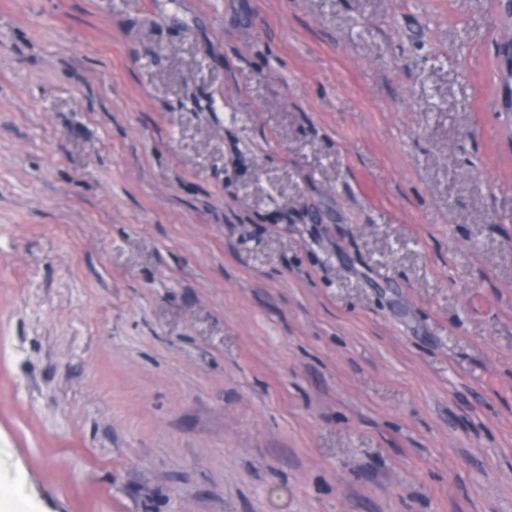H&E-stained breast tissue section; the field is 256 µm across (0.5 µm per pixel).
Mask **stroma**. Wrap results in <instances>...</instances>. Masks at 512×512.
<instances>
[{
    "mask_svg": "<svg viewBox=\"0 0 512 512\" xmlns=\"http://www.w3.org/2000/svg\"><path fill=\"white\" fill-rule=\"evenodd\" d=\"M491 0H0V487L33 512H512Z\"/></svg>",
    "mask_w": 512,
    "mask_h": 512,
    "instance_id": "obj_1",
    "label": "stroma"
}]
</instances>
